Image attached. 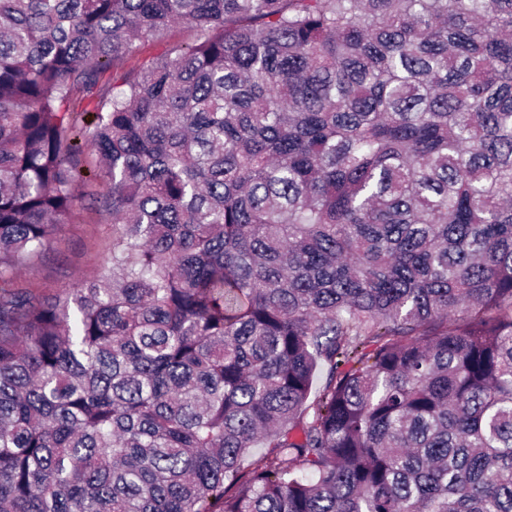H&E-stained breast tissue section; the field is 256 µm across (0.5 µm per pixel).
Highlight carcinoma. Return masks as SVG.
<instances>
[{
    "mask_svg": "<svg viewBox=\"0 0 512 512\" xmlns=\"http://www.w3.org/2000/svg\"><path fill=\"white\" fill-rule=\"evenodd\" d=\"M0 512H512V0H0ZM193 33L184 26L177 25L163 40L145 39L136 42V47L122 60L124 69L136 68L143 62L161 54L167 45L173 43H185L191 41ZM111 240L112 214L79 206L61 224L50 248L21 263V281L35 293L51 296L92 280L107 259Z\"/></svg>",
    "mask_w": 512,
    "mask_h": 512,
    "instance_id": "obj_1",
    "label": "carcinoma"
}]
</instances>
